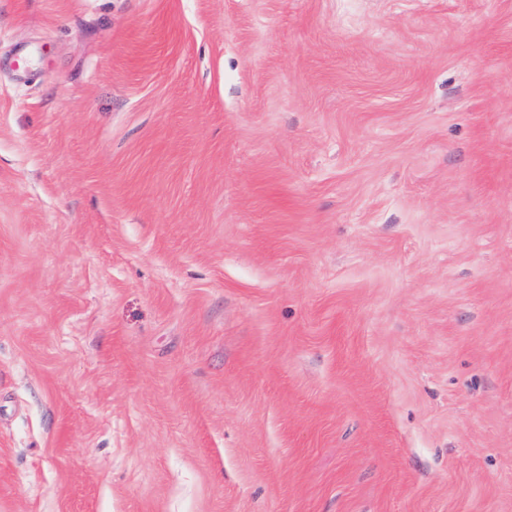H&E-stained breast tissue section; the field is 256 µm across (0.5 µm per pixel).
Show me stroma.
Returning a JSON list of instances; mask_svg holds the SVG:
<instances>
[{
    "instance_id": "1",
    "label": "stroma",
    "mask_w": 512,
    "mask_h": 512,
    "mask_svg": "<svg viewBox=\"0 0 512 512\" xmlns=\"http://www.w3.org/2000/svg\"><path fill=\"white\" fill-rule=\"evenodd\" d=\"M0 512H512V0H0Z\"/></svg>"
}]
</instances>
